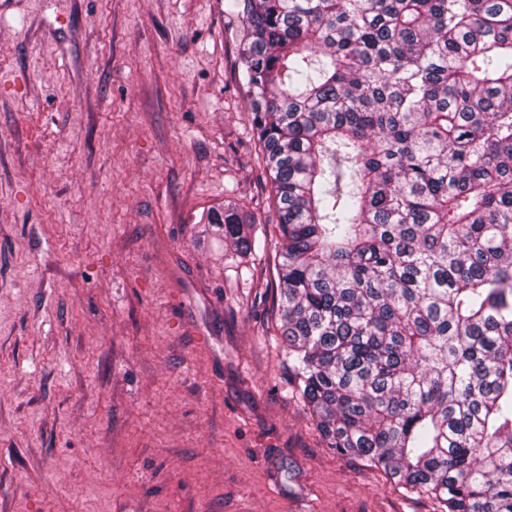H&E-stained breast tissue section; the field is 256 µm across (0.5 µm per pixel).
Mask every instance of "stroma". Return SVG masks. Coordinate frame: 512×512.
<instances>
[{
	"mask_svg": "<svg viewBox=\"0 0 512 512\" xmlns=\"http://www.w3.org/2000/svg\"><path fill=\"white\" fill-rule=\"evenodd\" d=\"M228 0H0V512H432L328 448L271 326ZM209 224H216L224 235V246L232 249L233 255L246 257L255 253L256 233L260 231L263 237V251L267 242V229L269 224H263L259 229L253 232L254 223L243 221L242 215L237 209L224 208V210H215L208 217Z\"/></svg>",
	"mask_w": 512,
	"mask_h": 512,
	"instance_id": "obj_1",
	"label": "stroma"
}]
</instances>
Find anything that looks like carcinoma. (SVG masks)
I'll return each instance as SVG.
<instances>
[{"label":"carcinoma","instance_id":"cac0c4a2","mask_svg":"<svg viewBox=\"0 0 512 512\" xmlns=\"http://www.w3.org/2000/svg\"><path fill=\"white\" fill-rule=\"evenodd\" d=\"M228 10L319 434L438 512H512V0ZM208 223L238 257L267 237Z\"/></svg>","mask_w":512,"mask_h":512}]
</instances>
